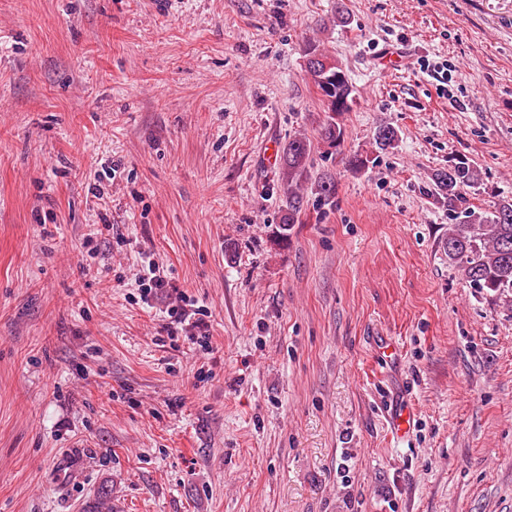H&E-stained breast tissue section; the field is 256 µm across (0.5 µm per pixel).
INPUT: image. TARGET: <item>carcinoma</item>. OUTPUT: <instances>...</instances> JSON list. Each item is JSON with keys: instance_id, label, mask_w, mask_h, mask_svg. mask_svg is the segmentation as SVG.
Wrapping results in <instances>:
<instances>
[{"instance_id": "obj_1", "label": "carcinoma", "mask_w": 512, "mask_h": 512, "mask_svg": "<svg viewBox=\"0 0 512 512\" xmlns=\"http://www.w3.org/2000/svg\"><path fill=\"white\" fill-rule=\"evenodd\" d=\"M306 72L322 96L325 115L319 129L320 140L331 149L340 147L344 130L339 118L355 104L353 85L342 66L314 41L305 47ZM395 128L385 125L375 133V146L381 151L396 147ZM312 143L304 135L288 140L281 155L283 193L281 222L276 225L271 242L288 240L294 225L303 223L309 198L317 205H336L337 182L331 174L311 179L307 162ZM482 180L481 171L465 160L435 173V197L448 204L461 220L448 228L440 248L461 273L469 286L495 297L512 295V200H504L491 211L459 210L466 190Z\"/></svg>"}]
</instances>
